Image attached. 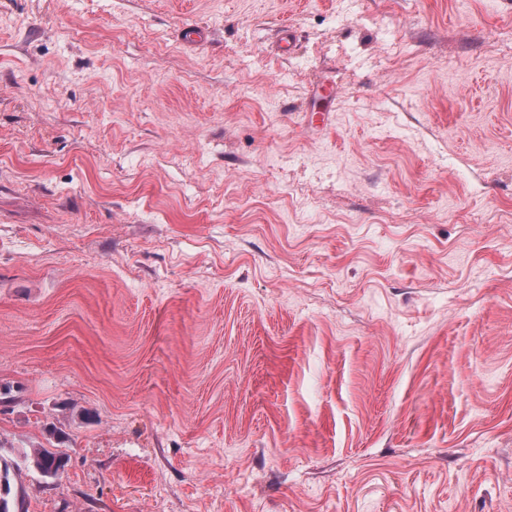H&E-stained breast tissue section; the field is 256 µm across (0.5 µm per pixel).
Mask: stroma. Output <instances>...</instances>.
Wrapping results in <instances>:
<instances>
[{"mask_svg":"<svg viewBox=\"0 0 512 512\" xmlns=\"http://www.w3.org/2000/svg\"><path fill=\"white\" fill-rule=\"evenodd\" d=\"M508 34L512 0H0L25 512H512ZM34 453V454H33ZM30 461L34 468L38 470L43 476V470H49L53 466L64 468L66 465L65 458L62 454L53 452L47 448H33L30 454Z\"/></svg>","mask_w":512,"mask_h":512,"instance_id":"stroma-1","label":"stroma"}]
</instances>
